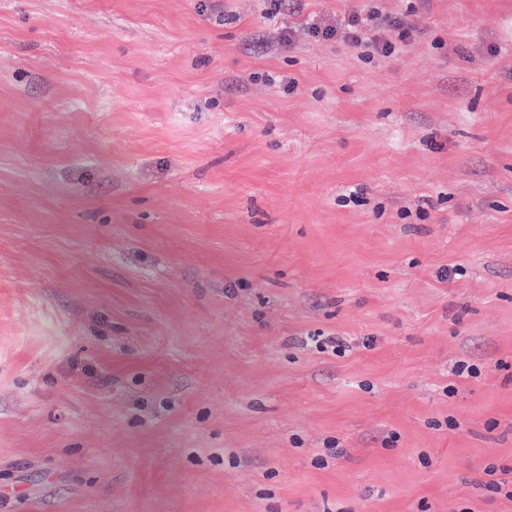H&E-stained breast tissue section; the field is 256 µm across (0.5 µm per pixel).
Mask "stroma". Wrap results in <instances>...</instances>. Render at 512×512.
I'll return each mask as SVG.
<instances>
[{
    "label": "stroma",
    "mask_w": 512,
    "mask_h": 512,
    "mask_svg": "<svg viewBox=\"0 0 512 512\" xmlns=\"http://www.w3.org/2000/svg\"><path fill=\"white\" fill-rule=\"evenodd\" d=\"M416 35L366 61L349 14ZM512 0H0V512H512Z\"/></svg>",
    "instance_id": "1"
}]
</instances>
